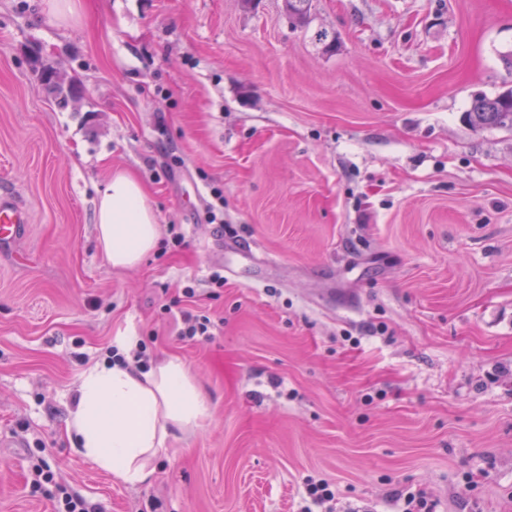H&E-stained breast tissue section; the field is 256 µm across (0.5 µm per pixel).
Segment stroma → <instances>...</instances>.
Listing matches in <instances>:
<instances>
[{"instance_id": "1", "label": "stroma", "mask_w": 512, "mask_h": 512, "mask_svg": "<svg viewBox=\"0 0 512 512\" xmlns=\"http://www.w3.org/2000/svg\"><path fill=\"white\" fill-rule=\"evenodd\" d=\"M510 52L512 0H0V512H54L38 459L101 512H301L310 476L336 512H512V128L466 120ZM112 167L163 230L130 269L96 241ZM128 328L211 407L138 486L66 435ZM26 224L25 212L9 200L0 197V244L11 242ZM182 323L183 327L178 332L182 339L201 341L213 336L211 333V320L207 316L183 312Z\"/></svg>"}]
</instances>
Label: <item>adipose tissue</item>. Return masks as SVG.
I'll list each match as a JSON object with an SVG mask.
<instances>
[{"label":"adipose tissue","instance_id":"obj_1","mask_svg":"<svg viewBox=\"0 0 512 512\" xmlns=\"http://www.w3.org/2000/svg\"><path fill=\"white\" fill-rule=\"evenodd\" d=\"M94 219L100 247L115 268L137 266L160 239L143 185L122 169L111 171L100 190ZM115 343L117 360L83 372L66 432L77 454L124 483L143 484L174 432L201 427L210 405L180 357L163 356L138 370L122 361L137 347L136 336L121 332Z\"/></svg>","mask_w":512,"mask_h":512}]
</instances>
